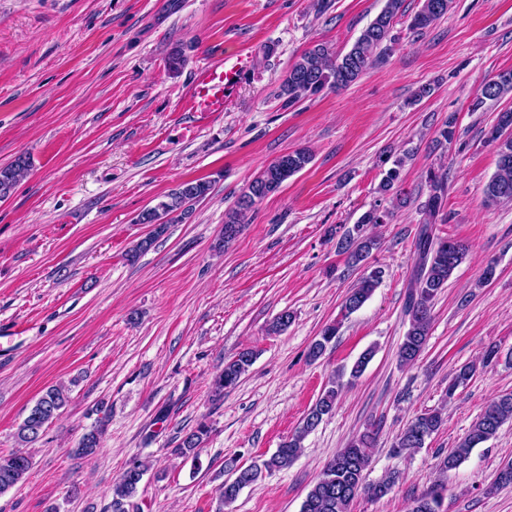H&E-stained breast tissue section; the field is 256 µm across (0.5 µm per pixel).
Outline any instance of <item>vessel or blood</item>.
Here are the masks:
<instances>
[{"label": "vessel or blood", "mask_w": 512, "mask_h": 512, "mask_svg": "<svg viewBox=\"0 0 512 512\" xmlns=\"http://www.w3.org/2000/svg\"><path fill=\"white\" fill-rule=\"evenodd\" d=\"M247 65V57L238 54L196 66L191 88L182 102L183 110L202 117L223 112Z\"/></svg>", "instance_id": "vessel-or-blood-1"}]
</instances>
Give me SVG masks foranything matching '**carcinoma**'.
Listing matches in <instances>:
<instances>
[{"instance_id":"1","label":"carcinoma","mask_w":512,"mask_h":512,"mask_svg":"<svg viewBox=\"0 0 512 512\" xmlns=\"http://www.w3.org/2000/svg\"><path fill=\"white\" fill-rule=\"evenodd\" d=\"M454 7V0H422L420 9L413 15L410 29L422 32L434 22L444 17ZM403 0H387L384 9L366 26L352 47L345 54H333L330 48L318 43L306 49L293 62L284 79L280 96L284 105L320 94L326 89H341L357 81L365 71L390 50L387 42L391 40V30L399 13ZM512 91V70L503 71L486 82L480 96L472 103V110L482 107L487 100H497ZM512 128V110L498 114L496 123L488 131V139L494 144L497 153V166L485 190L486 198L494 203L512 201V135L506 130ZM313 155L302 148L283 154L267 164L249 182L237 198L234 207L228 211L224 220V240L236 237L242 224L246 223L248 213L269 194L277 191L291 176L303 170L311 163ZM403 159L393 161L382 179L380 190L384 193L399 190L400 170ZM29 161L25 157L14 163L0 167V198L8 196L28 170ZM429 189L428 198L423 206L426 220L419 229L415 240L417 262L412 274L405 312L409 317V327L398 348V359L402 365H411L426 348L432 321V309L441 291L447 287L448 279L462 263L468 248L461 242L440 237L433 232V221L444 209L447 196V175L439 169L430 168L425 173ZM211 183L205 180H188L176 189L164 195L156 205L145 209L138 216L140 224L154 226L153 234L141 239L126 253V260L135 262L153 244L156 236L162 234L167 225L175 224L189 213L188 203L200 201L208 196ZM389 212L373 208L364 213L354 227V232L346 234L341 242L342 250L348 253L349 262L356 266L367 257L375 246L370 237L360 233L366 224H383ZM382 279V270L372 269L361 277L350 289L345 299L344 311L352 313L358 310L369 298ZM338 324L327 325L309 348V357L318 359L337 335ZM255 354L250 349L240 351L237 356L224 363L223 370L213 380L214 400L224 398V390L234 388L254 363ZM475 372L472 365H464L456 370L448 384V395H453L457 387L468 381ZM340 384L333 380L325 387L303 419L302 425L287 440L283 441L276 452L261 463L236 469L237 478L227 481L221 488L220 503L227 505L237 499L240 492L255 483L262 471L285 469L293 464L302 452V442L314 431L323 418L332 414L339 393ZM69 403V396L60 387L48 388L35 402L28 415L20 424L17 432L19 441L24 445L34 444L41 438L45 427L59 417ZM512 421V392L500 394L486 405L482 414L471 426L467 434L439 461L440 470L447 472L457 468L471 451L494 436L500 427ZM444 423L442 412L432 410L415 416L402 429L393 442L394 452L422 448L426 439L437 433ZM209 433L208 426L199 425L187 432L175 448L176 454L187 457L197 455V449ZM378 428L374 425L352 439L347 447L341 449L325 465L320 477L307 492L300 512H350L355 497L363 493L370 498H382L392 488L395 477L367 484L364 472L370 463L369 449L377 443ZM100 444L99 431L85 433L78 443L76 451L88 457L97 452ZM32 458L17 450L7 455L0 454V495L23 481L32 469ZM147 465L133 461L121 474L112 487V512H128L132 499L137 495ZM445 485L435 484L431 490L414 501L411 512H441Z\"/></svg>"}]
</instances>
